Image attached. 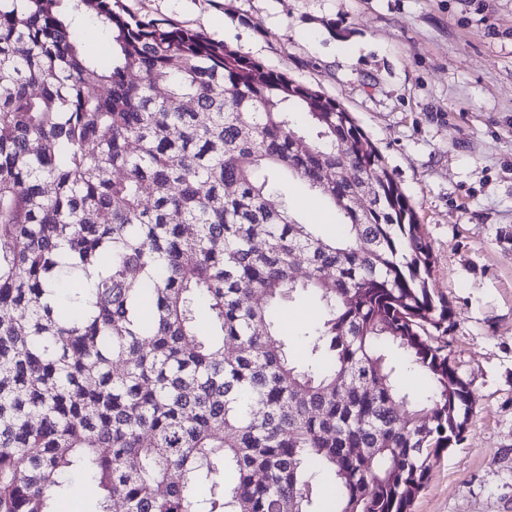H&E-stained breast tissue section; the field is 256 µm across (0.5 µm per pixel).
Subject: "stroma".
<instances>
[{"instance_id":"stroma-1","label":"stroma","mask_w":512,"mask_h":512,"mask_svg":"<svg viewBox=\"0 0 512 512\" xmlns=\"http://www.w3.org/2000/svg\"><path fill=\"white\" fill-rule=\"evenodd\" d=\"M336 99L410 197L451 360L471 383L462 444L431 461L411 512H512V0H123ZM311 299L279 327L302 352Z\"/></svg>"}]
</instances>
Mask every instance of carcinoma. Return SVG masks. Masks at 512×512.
<instances>
[{
    "mask_svg": "<svg viewBox=\"0 0 512 512\" xmlns=\"http://www.w3.org/2000/svg\"><path fill=\"white\" fill-rule=\"evenodd\" d=\"M433 264L335 99L120 0H0V512H54L73 472L96 512H317L322 482L330 512H409L472 409ZM77 26L87 52L101 58L112 54L111 40L102 34L91 20H79ZM288 197L290 198L295 209L300 212L301 217L310 224H318L316 230L318 233L330 236L335 232L334 216L327 211L323 203L320 201L318 210L321 212L322 217L316 220L312 214L311 205L309 201V195L303 188L296 182L290 181L288 184ZM319 321L314 302L307 297H297L284 305L279 318V327L283 336L288 339L290 350L300 354L311 341L304 336Z\"/></svg>",
    "mask_w": 512,
    "mask_h": 512,
    "instance_id": "carcinoma-1",
    "label": "carcinoma"
}]
</instances>
